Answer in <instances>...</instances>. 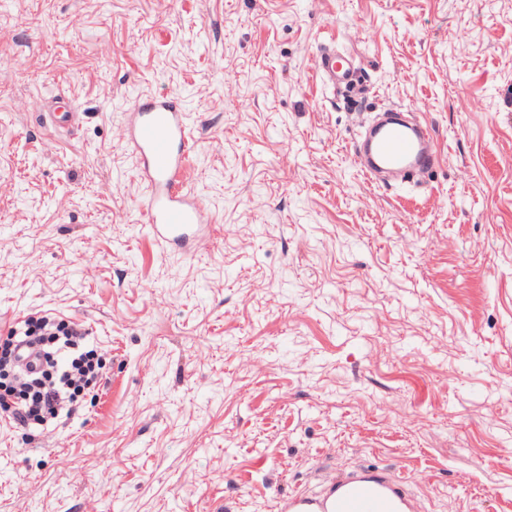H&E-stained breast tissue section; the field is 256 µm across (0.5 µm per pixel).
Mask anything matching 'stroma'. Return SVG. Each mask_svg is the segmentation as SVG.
Instances as JSON below:
<instances>
[{
	"label": "stroma",
	"instance_id": "35a3bbf8",
	"mask_svg": "<svg viewBox=\"0 0 512 512\" xmlns=\"http://www.w3.org/2000/svg\"><path fill=\"white\" fill-rule=\"evenodd\" d=\"M0 26V334L52 312L104 362L68 420H0V512H278L359 469L413 512H512V0H0ZM160 96L213 227L188 255L126 140ZM393 107L441 155L402 189L350 159ZM318 68L333 92L336 93V88L341 89L346 94L354 93L356 89L359 90V81L355 78L352 62L340 58L336 51L327 53L320 50Z\"/></svg>",
	"mask_w": 512,
	"mask_h": 512
}]
</instances>
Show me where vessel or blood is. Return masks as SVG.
Segmentation results:
<instances>
[{
	"instance_id": "1",
	"label": "vessel or blood",
	"mask_w": 512,
	"mask_h": 512,
	"mask_svg": "<svg viewBox=\"0 0 512 512\" xmlns=\"http://www.w3.org/2000/svg\"><path fill=\"white\" fill-rule=\"evenodd\" d=\"M318 68L331 88L346 94L356 91L358 81L350 60L323 51ZM132 112L128 141L146 189L143 221L157 244L185 251L200 237L206 222L202 203L184 180L195 137L174 99L147 98ZM434 138L431 126L406 122L391 112L368 125L354 146L355 161L362 172L383 174L402 184L409 173L435 168ZM406 503L400 481L360 473L317 495H288L280 502V512H398Z\"/></svg>"
}]
</instances>
